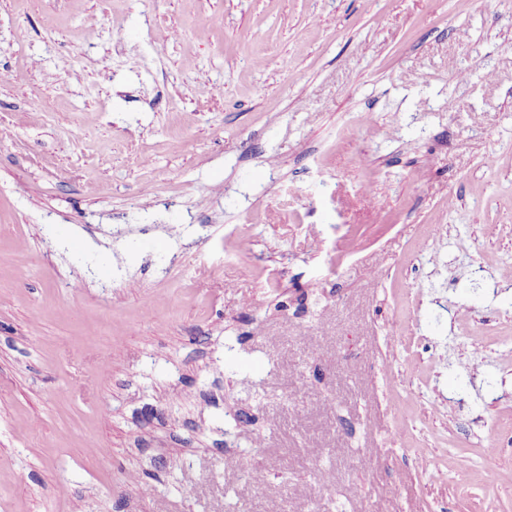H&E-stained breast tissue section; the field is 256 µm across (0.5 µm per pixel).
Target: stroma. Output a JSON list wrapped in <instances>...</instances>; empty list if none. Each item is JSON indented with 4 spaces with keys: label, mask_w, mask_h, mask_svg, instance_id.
Masks as SVG:
<instances>
[{
    "label": "stroma",
    "mask_w": 512,
    "mask_h": 512,
    "mask_svg": "<svg viewBox=\"0 0 512 512\" xmlns=\"http://www.w3.org/2000/svg\"><path fill=\"white\" fill-rule=\"evenodd\" d=\"M1 126L0 512H512V0H0Z\"/></svg>",
    "instance_id": "obj_1"
}]
</instances>
